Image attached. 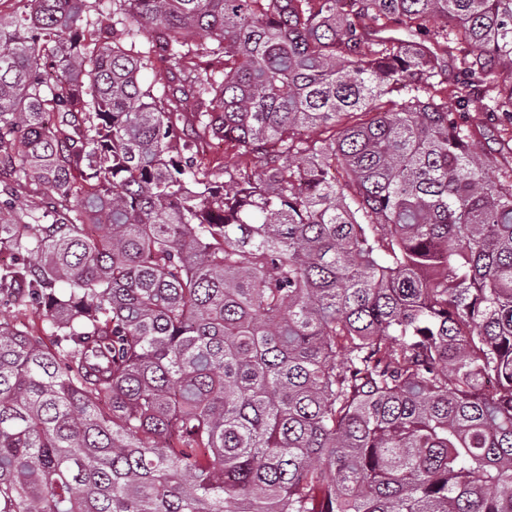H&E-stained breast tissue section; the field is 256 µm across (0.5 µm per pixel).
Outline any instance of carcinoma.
<instances>
[{"label":"carcinoma","mask_w":512,"mask_h":512,"mask_svg":"<svg viewBox=\"0 0 512 512\" xmlns=\"http://www.w3.org/2000/svg\"><path fill=\"white\" fill-rule=\"evenodd\" d=\"M15 2L0 512H512V0ZM487 99L483 94L472 96L467 112L469 122L477 129L475 137L476 145L481 153L495 155L500 159L499 152L503 140H508L509 135L502 131V127L489 119L486 112ZM220 142L221 141L218 140H210L203 144V149L207 157L221 162L224 164V167L227 168H234L238 166L243 158L233 151H224V147L219 145Z\"/></svg>","instance_id":"1"}]
</instances>
